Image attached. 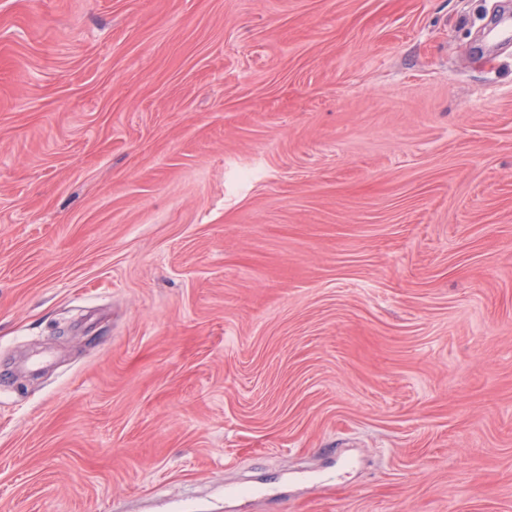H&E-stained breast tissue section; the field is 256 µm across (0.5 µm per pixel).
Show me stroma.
<instances>
[{
	"mask_svg": "<svg viewBox=\"0 0 512 512\" xmlns=\"http://www.w3.org/2000/svg\"><path fill=\"white\" fill-rule=\"evenodd\" d=\"M502 0H0V512H512Z\"/></svg>",
	"mask_w": 512,
	"mask_h": 512,
	"instance_id": "obj_1",
	"label": "stroma"
}]
</instances>
